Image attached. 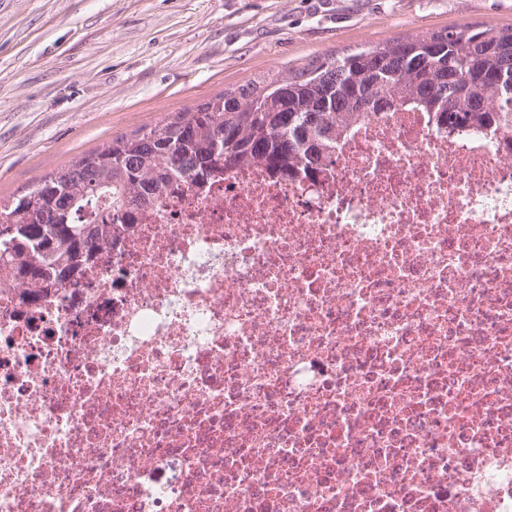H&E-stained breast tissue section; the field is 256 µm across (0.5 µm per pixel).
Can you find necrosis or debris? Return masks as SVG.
<instances>
[{
  "label": "necrosis or debris",
  "instance_id": "1",
  "mask_svg": "<svg viewBox=\"0 0 512 512\" xmlns=\"http://www.w3.org/2000/svg\"><path fill=\"white\" fill-rule=\"evenodd\" d=\"M0 512H512V131L400 108L0 274Z\"/></svg>",
  "mask_w": 512,
  "mask_h": 512
}]
</instances>
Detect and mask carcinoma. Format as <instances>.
I'll return each instance as SVG.
<instances>
[{"mask_svg": "<svg viewBox=\"0 0 512 512\" xmlns=\"http://www.w3.org/2000/svg\"><path fill=\"white\" fill-rule=\"evenodd\" d=\"M511 76L512 25L488 24L250 81L0 198V265L19 288L61 284L174 180L251 163L316 169L352 125L404 106L433 113L450 136L512 129Z\"/></svg>", "mask_w": 512, "mask_h": 512, "instance_id": "obj_1", "label": "carcinoma"}]
</instances>
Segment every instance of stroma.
<instances>
[{
  "label": "stroma",
  "mask_w": 512,
  "mask_h": 512,
  "mask_svg": "<svg viewBox=\"0 0 512 512\" xmlns=\"http://www.w3.org/2000/svg\"><path fill=\"white\" fill-rule=\"evenodd\" d=\"M483 24L512 0H0V197L272 72Z\"/></svg>",
  "instance_id": "obj_1"
}]
</instances>
